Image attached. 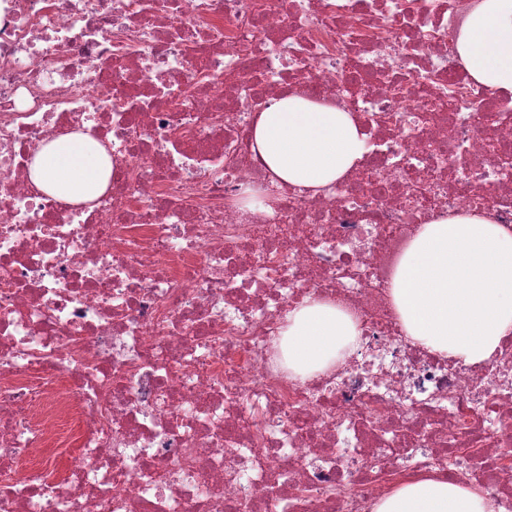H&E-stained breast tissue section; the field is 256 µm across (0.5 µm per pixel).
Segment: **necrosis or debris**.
<instances>
[{"label":"necrosis or debris","instance_id":"4bbe7bcc","mask_svg":"<svg viewBox=\"0 0 512 512\" xmlns=\"http://www.w3.org/2000/svg\"><path fill=\"white\" fill-rule=\"evenodd\" d=\"M476 4L0 0V512H372L420 471L512 512V337L440 357L391 296L419 225L512 228V95L455 50ZM287 93L366 136L315 193L251 150ZM68 132L112 161L89 205L28 178ZM308 297L361 334L301 380L279 333Z\"/></svg>","mask_w":512,"mask_h":512}]
</instances>
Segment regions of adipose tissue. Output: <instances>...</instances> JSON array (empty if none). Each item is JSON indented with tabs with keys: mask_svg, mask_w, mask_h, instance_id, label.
<instances>
[{
	"mask_svg": "<svg viewBox=\"0 0 512 512\" xmlns=\"http://www.w3.org/2000/svg\"><path fill=\"white\" fill-rule=\"evenodd\" d=\"M456 51L476 81L512 93V0H479L463 24ZM252 150L284 184L320 190L343 178L365 152L350 113L299 95L260 112ZM106 152L91 137L66 134L44 143L30 166L43 193L66 203L100 196L111 176ZM391 295L411 340L430 352L476 364L512 335V229L474 212L421 225L397 267ZM335 302L307 298L284 317L280 347L295 375L325 370L358 336ZM374 512H493L479 489L436 474L395 487Z\"/></svg>",
	"mask_w": 512,
	"mask_h": 512,
	"instance_id": "ef3b65f1",
	"label": "adipose tissue"
}]
</instances>
